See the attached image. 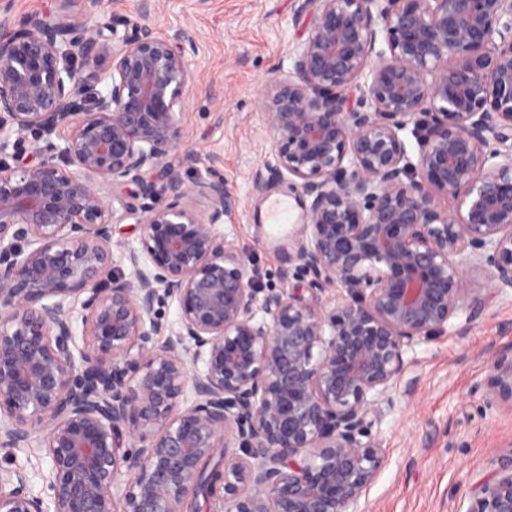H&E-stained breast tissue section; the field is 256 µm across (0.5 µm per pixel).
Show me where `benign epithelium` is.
<instances>
[{"instance_id": "7a95c632", "label": "benign epithelium", "mask_w": 512, "mask_h": 512, "mask_svg": "<svg viewBox=\"0 0 512 512\" xmlns=\"http://www.w3.org/2000/svg\"><path fill=\"white\" fill-rule=\"evenodd\" d=\"M59 2L0 21V451L51 462L48 505L0 468V512H188L217 455L209 512H348L406 351L481 308L471 272L512 289V0H304L251 183L302 198L305 294L259 287L222 174L185 181L192 39L156 33L152 0L136 25ZM492 371L512 400V361ZM466 512H512V454Z\"/></svg>"}]
</instances>
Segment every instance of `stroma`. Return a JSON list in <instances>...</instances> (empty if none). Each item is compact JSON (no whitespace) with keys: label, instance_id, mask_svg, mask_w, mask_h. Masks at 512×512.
Returning a JSON list of instances; mask_svg holds the SVG:
<instances>
[{"label":"stroma","instance_id":"obj_1","mask_svg":"<svg viewBox=\"0 0 512 512\" xmlns=\"http://www.w3.org/2000/svg\"><path fill=\"white\" fill-rule=\"evenodd\" d=\"M298 6V0H157L153 16L157 29H184L195 38L187 145L201 157H220L239 199L224 230L276 287L301 207L284 183L252 193V171L272 158L256 100L275 71H291L307 37ZM278 201L288 208L274 224L269 212ZM471 286L481 309L463 304L441 335L405 353L394 407L372 428L385 465L349 512H466L476 487L512 454V400L488 387L492 359L512 358V290H494L480 270L472 272ZM0 466L22 470L30 495L47 497L50 461L43 453L0 452Z\"/></svg>","mask_w":512,"mask_h":512}]
</instances>
